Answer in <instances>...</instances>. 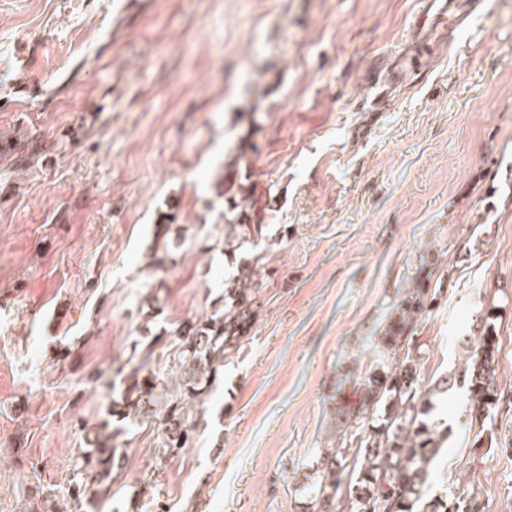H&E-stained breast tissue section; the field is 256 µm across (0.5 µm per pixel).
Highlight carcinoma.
Here are the masks:
<instances>
[{"label": "carcinoma", "mask_w": 512, "mask_h": 512, "mask_svg": "<svg viewBox=\"0 0 512 512\" xmlns=\"http://www.w3.org/2000/svg\"><path fill=\"white\" fill-rule=\"evenodd\" d=\"M174 217L158 222L153 253L154 270H163L182 243L169 236ZM224 235V256L241 249L246 236H262L260 224H234ZM253 273L238 269L234 284L224 289V306L202 319L188 320L170 331L143 334L132 345V354L112 382V397L99 423L83 424V447L71 464L64 485L62 506L52 512H98V505L112 498V484L124 469L120 438L136 425L157 427L158 447L153 449V472L160 474L178 458L193 439L200 415L198 406L212 391L224 356L239 349L251 322ZM390 311L395 316L380 337L381 361L361 377L360 403L342 410L337 429L326 447L315 454L316 466L304 484L310 512H480L477 495L465 491L451 500L428 494L436 458L448 438V427L435 418L437 402L449 390L465 387L469 393V422L485 426L493 417L498 364L493 327L476 341L466 340L463 369L422 388L418 358L411 334L430 312L434 297L423 283L406 290ZM174 340L165 364L154 362L157 347ZM346 485V495L339 494ZM145 487H132L127 512H142Z\"/></svg>", "instance_id": "cac0c4a2"}]
</instances>
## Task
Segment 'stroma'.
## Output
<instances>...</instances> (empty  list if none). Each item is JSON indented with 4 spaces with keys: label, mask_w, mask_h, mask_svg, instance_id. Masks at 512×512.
<instances>
[{
    "label": "stroma",
    "mask_w": 512,
    "mask_h": 512,
    "mask_svg": "<svg viewBox=\"0 0 512 512\" xmlns=\"http://www.w3.org/2000/svg\"><path fill=\"white\" fill-rule=\"evenodd\" d=\"M470 2L448 0L450 34L425 0H0V512L64 484L144 325L210 315L235 204L263 227L253 319L155 502L307 512L303 475L415 274L423 385L462 368L478 316L499 341L486 432L466 389L438 406L430 493L512 512V0ZM164 212L182 246L157 278ZM156 435L133 430L100 512L149 479Z\"/></svg>",
    "instance_id": "35a3bbf8"
}]
</instances>
